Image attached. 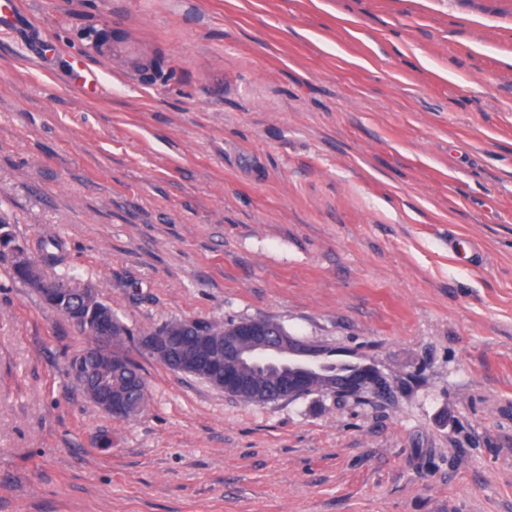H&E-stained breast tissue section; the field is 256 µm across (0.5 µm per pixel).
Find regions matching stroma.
I'll use <instances>...</instances> for the list:
<instances>
[{
	"label": "stroma",
	"mask_w": 512,
	"mask_h": 512,
	"mask_svg": "<svg viewBox=\"0 0 512 512\" xmlns=\"http://www.w3.org/2000/svg\"><path fill=\"white\" fill-rule=\"evenodd\" d=\"M21 2L53 56L0 34V224L61 241L148 402L88 401L0 259V512H512V0ZM244 319L406 384L255 406L136 344Z\"/></svg>",
	"instance_id": "35a3bbf8"
}]
</instances>
